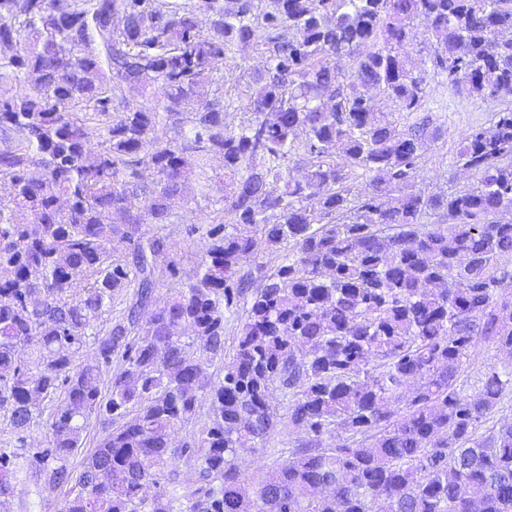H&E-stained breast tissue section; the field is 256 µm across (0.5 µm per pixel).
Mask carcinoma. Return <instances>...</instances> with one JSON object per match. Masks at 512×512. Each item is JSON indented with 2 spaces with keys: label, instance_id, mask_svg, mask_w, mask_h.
Instances as JSON below:
<instances>
[{
  "label": "carcinoma",
  "instance_id": "obj_1",
  "mask_svg": "<svg viewBox=\"0 0 512 512\" xmlns=\"http://www.w3.org/2000/svg\"><path fill=\"white\" fill-rule=\"evenodd\" d=\"M420 26L452 95L512 90V0H0V417L23 432L63 391L26 472L50 489L75 483L65 512H174L179 489L189 512H512V422L478 434L512 392V367L473 395L458 385L475 345L512 353V108L457 144L475 188L411 190L426 122L405 126L374 97L421 111L428 73L407 52ZM242 47L259 64L251 117L230 128L217 62ZM127 89L153 105L130 106ZM355 171L369 178L358 194ZM192 182L203 199L220 194L229 223L207 229L194 280L143 321L168 252L143 226L176 223ZM430 210L448 225L421 227ZM259 236L282 263L256 280L240 264ZM129 288L96 362L74 363ZM247 298L211 382L187 348L223 353L224 312ZM118 353L126 368L104 390ZM276 385L298 437L254 482L237 460L281 423ZM203 398L211 426L170 447ZM130 412L73 477L88 419ZM178 454L197 487L155 479ZM16 457L0 448V498Z\"/></svg>",
  "mask_w": 512,
  "mask_h": 512
}]
</instances>
